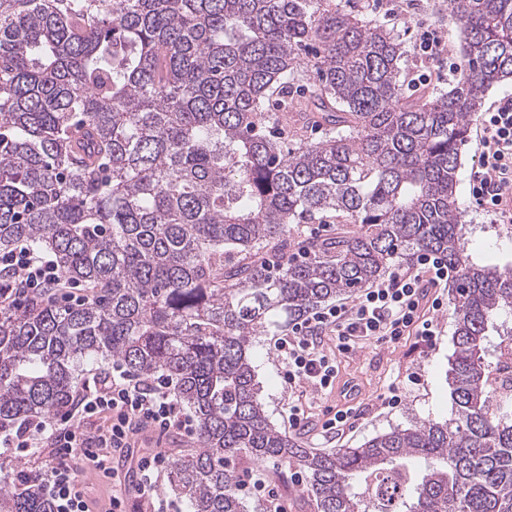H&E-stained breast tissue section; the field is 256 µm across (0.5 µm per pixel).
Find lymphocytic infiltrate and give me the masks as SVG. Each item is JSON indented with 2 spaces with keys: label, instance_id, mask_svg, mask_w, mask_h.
<instances>
[{
  "label": "lymphocytic infiltrate",
  "instance_id": "f902f5d3",
  "mask_svg": "<svg viewBox=\"0 0 512 512\" xmlns=\"http://www.w3.org/2000/svg\"><path fill=\"white\" fill-rule=\"evenodd\" d=\"M469 192L492 223L512 224V98L481 113L478 165ZM0 278L7 292L25 299H81L79 286L65 282L55 261L25 246L0 250ZM448 280V265L437 254L419 253L414 264L397 268L355 300L315 308L277 339L280 378L288 390L283 414L289 429L306 419L308 392L331 389L338 373L337 352L372 341L395 342L416 334L431 344L432 315L420 312L426 287ZM170 377L144 379L113 365L94 387H82L71 408L46 421L34 419L0 431V447L27 458L54 512H168L150 490L165 465L140 437L176 430L192 438L195 417L182 408ZM135 463L140 501L129 503L128 463Z\"/></svg>",
  "mask_w": 512,
  "mask_h": 512
}]
</instances>
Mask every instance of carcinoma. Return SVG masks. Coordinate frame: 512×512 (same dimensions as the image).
Returning <instances> with one entry per match:
<instances>
[{"label":"carcinoma","instance_id":"cac0c4a2","mask_svg":"<svg viewBox=\"0 0 512 512\" xmlns=\"http://www.w3.org/2000/svg\"><path fill=\"white\" fill-rule=\"evenodd\" d=\"M465 73L403 97L402 42L336 0H0V247L53 256L77 304H0V428L69 408L110 361L173 378L192 512H247L231 457L295 464L318 512H512V393L490 337L512 268L480 266L455 194L470 117L512 79V0H450ZM323 128L321 138L268 124ZM344 225L305 239L296 224ZM413 252L453 273L454 403L314 453L268 421L250 350ZM0 512H51L0 465Z\"/></svg>","mask_w":512,"mask_h":512}]
</instances>
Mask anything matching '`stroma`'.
<instances>
[{"instance_id":"35a3bbf8","label":"stroma","mask_w":512,"mask_h":512,"mask_svg":"<svg viewBox=\"0 0 512 512\" xmlns=\"http://www.w3.org/2000/svg\"><path fill=\"white\" fill-rule=\"evenodd\" d=\"M388 2L352 0L361 17L377 24H392L399 34L405 50L406 97L448 88L455 80L448 66L461 61L460 31L451 16L448 0H416V9L394 23L386 16ZM422 25L440 32L448 44L447 54L431 60L415 52L414 37ZM475 163L476 146L470 138L461 149L456 186V205L462 216L468 252L473 262L480 265L512 266V232L488 223L476 211L469 195V177ZM441 294L444 305L434 314L437 334L431 344L420 343L418 336L411 335L396 343H368L351 353L338 355L339 374L332 392L310 397L305 406L306 426L293 433L302 447L314 452L358 448L393 428H404L423 419L442 422L451 417L453 401L447 375L453 353L454 305L449 288H442ZM273 343V337H258L252 349V361L265 414L272 425L283 431L287 428L282 417L285 391ZM393 394L399 395L401 402L392 408L388 398ZM329 406L351 408L352 425L322 438L318 432ZM255 469L279 488L287 512H317L308 483L294 477L295 466L267 463Z\"/></svg>"}]
</instances>
